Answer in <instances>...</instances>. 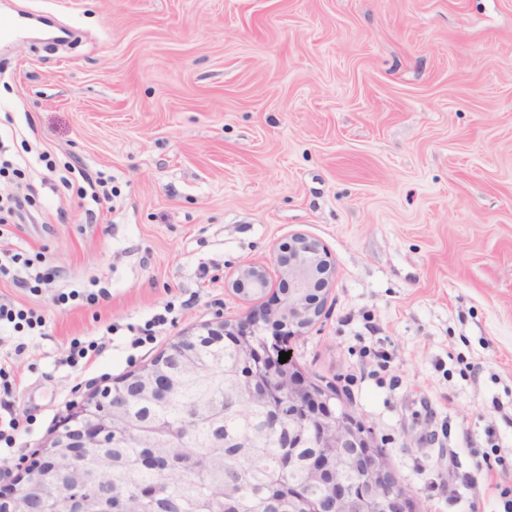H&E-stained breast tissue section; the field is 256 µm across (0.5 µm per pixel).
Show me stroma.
<instances>
[{
    "mask_svg": "<svg viewBox=\"0 0 512 512\" xmlns=\"http://www.w3.org/2000/svg\"><path fill=\"white\" fill-rule=\"evenodd\" d=\"M20 17L26 35L0 37V147L36 195L0 249L110 297L0 281L46 319L0 337L27 421L12 474L92 390L276 305L278 247L301 233L335 272L295 365L335 387L414 512H503L512 475L491 489L485 462L512 466V0H0ZM44 153L111 201L63 188ZM249 265L262 296L232 286ZM75 339L105 345L87 368L63 361ZM271 283L264 267L248 266L242 269L232 282L233 288L245 296H258L266 293Z\"/></svg>",
    "mask_w": 512,
    "mask_h": 512,
    "instance_id": "obj_1",
    "label": "stroma"
}]
</instances>
